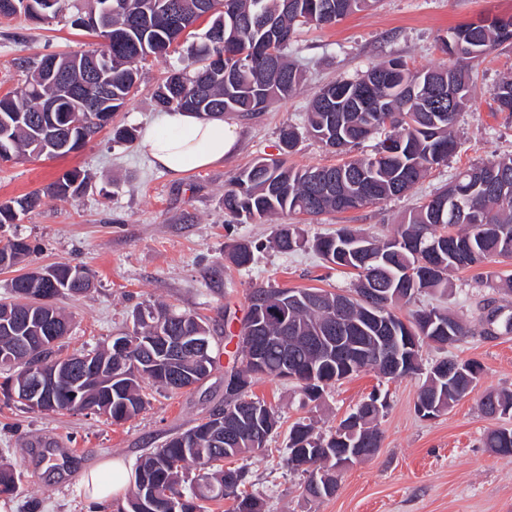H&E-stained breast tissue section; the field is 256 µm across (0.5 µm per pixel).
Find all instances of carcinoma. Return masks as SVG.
I'll list each match as a JSON object with an SVG mask.
<instances>
[{"label":"carcinoma","instance_id":"obj_1","mask_svg":"<svg viewBox=\"0 0 512 512\" xmlns=\"http://www.w3.org/2000/svg\"><path fill=\"white\" fill-rule=\"evenodd\" d=\"M74 0H0V16L18 12L33 21L55 18ZM379 0H87V10L77 11L72 24L103 39L102 48L74 54L44 56L14 92L0 97V147L6 160L30 157L65 156L79 150L112 116L131 100L141 79V63L146 57L170 52L197 20L210 17L205 41L196 46L188 63L158 83L154 91L157 105L177 108L203 119L226 114H255L293 97L303 86V71L289 62L285 50L304 28L334 26L353 13L372 10ZM461 39L471 48L469 63L411 68L401 59H389L370 66L375 77L369 87L359 78L339 79L319 88L311 99L303 129L325 148L341 146L342 159L336 165L298 168L288 164L299 138L290 124L280 132L281 151L275 158L261 157L231 178L224 186V214L239 224L261 223L276 216L306 215L313 219L327 213H343L399 197L416 185L435 166L448 162L455 152L453 135L460 112L472 101L474 71L470 65L496 47L512 45V17L505 24L496 18L489 23H467L439 38L438 49ZM495 111L512 115V77L500 80L492 90ZM371 138L378 139L372 152L352 155ZM496 174L494 183L484 185L482 174ZM92 177L72 170L51 183L44 192L0 202V229L17 224L40 206L42 197L77 199L91 187ZM454 195L470 198L484 216L480 223L438 220L434 203ZM273 247L288 253L310 247L328 263L355 271L353 293L364 284L389 289L383 304L391 317L390 334L428 337L439 345L462 340L471 333L460 317L437 307L417 308L400 317L398 304L409 305L425 291L447 292L449 274L499 258L512 259V154L488 159L460 171L411 210L394 235L379 239L343 224L336 232L309 240L299 223L280 224ZM33 253L30 242L10 235L0 247V256H9L8 266L24 262ZM228 257L241 268L254 261L252 246L236 243ZM54 282L24 273L11 281L10 296L0 299V390L20 382L31 370L49 366L51 342L65 336L69 323L53 300L89 290L88 272L79 266L52 267ZM291 296L321 297L318 304L295 305L285 290L256 287L249 294L244 325L255 324L257 303L276 309L280 315H266L259 336H286L288 350L274 344L265 349L264 370L250 365L231 371L240 388L248 390L259 375L281 379L283 368L294 375L304 396L316 401L317 384L305 383V374L315 368L317 377L333 384L343 375L362 371H384L374 336L366 323V312L374 301L365 295L349 308L344 326L349 336H358L365 356L346 369L345 363H320L305 347V340L323 329L336 300L342 294L316 288L292 289ZM493 310L482 320V333L490 334L501 325L512 332V316L499 318ZM194 335L209 339V328L201 317L178 311L166 304L148 305L133 315L131 338L154 337L164 346L163 337ZM140 353L126 354L124 369L108 382L89 373L82 383L79 399L84 409L103 414L114 423L126 421L145 407L142 382L148 380L167 390H181L208 377L214 367L211 351L201 360L184 353L178 363L157 368H139ZM457 363L445 358L427 372L415 410L426 409L432 417L446 413L469 393V379H478L483 367L465 363L474 371L471 378L448 375L443 368ZM187 376L172 379L174 369ZM378 407L366 413L359 428L347 432L346 421L325 435L314 433L311 424L298 420L289 432L286 463L295 451L309 449L304 460L308 474L306 496L321 500L336 495V449L344 441L363 442L365 448H380L376 427L385 408L383 398L370 394ZM253 409L262 414L264 436L256 442L229 444L224 437L196 424L172 435L161 447L146 453L135 470L134 487L126 506L118 512H200V501H232V512H262V504L243 492L247 481L244 467L224 468V460L247 456L265 448L276 431L279 417L259 399ZM512 418V391H489L481 401L487 417ZM483 444L503 456H512V427L487 431ZM198 473L182 490L189 467ZM20 477L0 463V496H12Z\"/></svg>","mask_w":512,"mask_h":512}]
</instances>
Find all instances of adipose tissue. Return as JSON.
<instances>
[{"mask_svg":"<svg viewBox=\"0 0 512 512\" xmlns=\"http://www.w3.org/2000/svg\"><path fill=\"white\" fill-rule=\"evenodd\" d=\"M238 144L236 126L223 118L202 119L177 109L164 112L141 141L153 163L175 175L221 164ZM128 481L125 464L109 459L84 477L83 488L91 498H109L121 493Z\"/></svg>","mask_w":512,"mask_h":512,"instance_id":"ef3b65f1","label":"adipose tissue"}]
</instances>
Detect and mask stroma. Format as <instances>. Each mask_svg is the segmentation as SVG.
Listing matches in <instances>:
<instances>
[{"mask_svg": "<svg viewBox=\"0 0 512 512\" xmlns=\"http://www.w3.org/2000/svg\"><path fill=\"white\" fill-rule=\"evenodd\" d=\"M510 14L512 0H380L376 9L335 26L304 29L289 52L306 72L305 87L267 111L232 116L241 130L237 152L223 164L176 176L154 167L139 145L114 140L112 128L141 131L156 122L161 111L153 91L171 71L184 67L207 29L202 19L190 39L168 56L147 58L130 104L116 114L112 127L102 129L79 151L0 163V201L43 189L75 168L92 176L91 189L79 199L46 196L23 217L18 230L38 251L29 264L0 270V297L28 266L78 265L89 272L93 285L83 296L57 302L71 320L65 353L109 343L112 336L131 329L136 307L160 302L204 318L216 359L210 376L191 388L171 392L145 384L146 409L119 424L89 412L31 411L0 396V460L21 476L16 494L0 497V512H117L125 496L90 501L83 477L111 458L135 468L171 434L223 408L224 374L241 365L237 336L252 288L349 290L353 274L331 268L313 250L283 254L273 249L276 222L227 223L225 183L256 158L279 154L280 128L289 122L302 124L318 87L361 75L386 58L398 57L417 67L446 63L437 47L440 36L465 23ZM94 41L66 15L40 23L21 14L0 17V96L23 83L25 62L78 52ZM507 73H512V50L507 48L492 51L477 67L474 100L458 117V149L447 164L430 170L406 196L304 223L305 236L330 233L342 224L389 236L419 198L448 184L459 171L492 155L512 153V118L492 110V88ZM237 241L257 247L249 268H237L227 257V245ZM491 272L512 275V262L456 272L447 294L419 299L420 305L464 316L471 327L461 342L423 344L424 364L455 357L477 360L483 367L475 387L446 414L426 420L416 413L424 382L420 375L384 379L363 372L325 388L315 402L307 401L295 382L254 380L250 395L264 400L280 418L266 449L244 461L250 472L246 489L263 498L265 512H512V457L482 445L487 429L502 421L484 417L478 409L488 390H512V332L488 336L481 331L488 301L512 314V293L487 287ZM376 390L387 401L378 420V452L342 472L335 496L308 499L305 474L283 463L291 425L305 417L318 432L335 430Z\"/></svg>", "mask_w": 512, "mask_h": 512, "instance_id": "35a3bbf8", "label": "stroma"}]
</instances>
